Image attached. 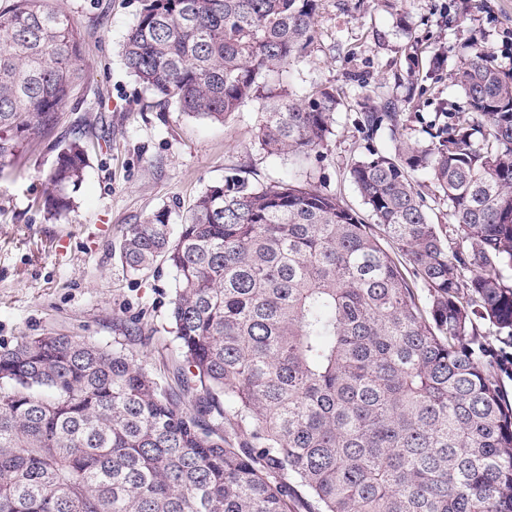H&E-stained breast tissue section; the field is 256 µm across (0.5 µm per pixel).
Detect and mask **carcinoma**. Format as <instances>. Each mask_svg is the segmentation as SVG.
Instances as JSON below:
<instances>
[{
  "label": "carcinoma",
  "instance_id": "carcinoma-1",
  "mask_svg": "<svg viewBox=\"0 0 512 512\" xmlns=\"http://www.w3.org/2000/svg\"><path fill=\"white\" fill-rule=\"evenodd\" d=\"M316 11L143 0L125 65L191 117L222 123L259 103L262 148L303 168L340 98L327 86L295 98L265 75L302 56ZM81 60L78 27L47 0L0 9V162L53 126ZM456 85L477 121L350 169L425 296L372 225L296 181L227 175L175 230L169 210L153 212L127 228L121 259L176 273L183 395L121 347L50 333L1 351L0 512H295L301 491L307 512H512V71L476 48ZM86 167L81 141L59 150L49 216L71 208ZM411 171L453 225L431 222Z\"/></svg>",
  "mask_w": 512,
  "mask_h": 512
}]
</instances>
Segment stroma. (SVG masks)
<instances>
[{
    "label": "stroma",
    "mask_w": 512,
    "mask_h": 512,
    "mask_svg": "<svg viewBox=\"0 0 512 512\" xmlns=\"http://www.w3.org/2000/svg\"><path fill=\"white\" fill-rule=\"evenodd\" d=\"M48 4L81 31L85 84L51 130L27 136L0 165V351L54 332L104 347L119 342L174 391L175 276L167 268L130 274L120 259L129 225L162 207L180 223L208 186L233 173L256 186L307 183L367 215L351 165L468 118L455 73L472 46L512 67V0H318L314 40L286 80L297 95L332 86L342 102L326 149L300 169L260 146L257 104L210 122L159 103L136 81L122 45L142 0ZM390 107L400 114L396 128L365 125V113ZM74 139L88 146L84 180L70 211L51 219L37 202L51 190L60 148Z\"/></svg>",
    "instance_id": "1"
}]
</instances>
